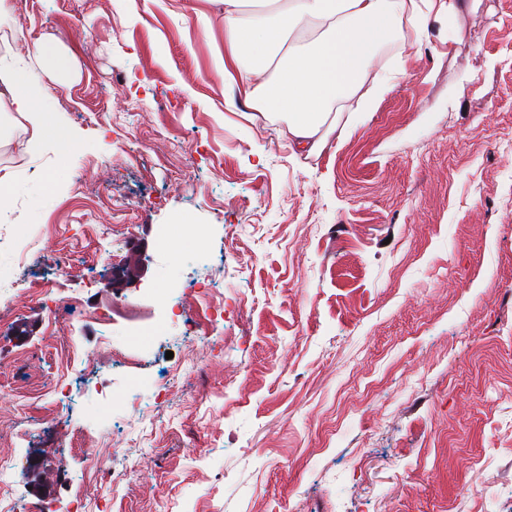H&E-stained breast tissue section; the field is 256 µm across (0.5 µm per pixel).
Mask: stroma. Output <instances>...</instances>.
<instances>
[{
    "mask_svg": "<svg viewBox=\"0 0 512 512\" xmlns=\"http://www.w3.org/2000/svg\"><path fill=\"white\" fill-rule=\"evenodd\" d=\"M455 2L402 24L420 52L377 49L367 78L388 92L309 156L284 121L227 110L217 0H5L40 97L0 119V312L45 323L101 289L94 256L127 257L83 207L147 237L135 314L43 326L21 350L0 331L19 460L78 475L75 433L116 434L135 474L96 477L83 512H512V0ZM202 282L225 311L198 339L200 300L171 317L153 297ZM133 320L156 326L149 347Z\"/></svg>",
    "mask_w": 512,
    "mask_h": 512,
    "instance_id": "35a3bbf8",
    "label": "stroma"
}]
</instances>
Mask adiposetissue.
I'll list each match as a JSON object with an SVG mask.
<instances>
[{"mask_svg": "<svg viewBox=\"0 0 512 512\" xmlns=\"http://www.w3.org/2000/svg\"><path fill=\"white\" fill-rule=\"evenodd\" d=\"M433 0H224V51L214 62L232 90L233 112L281 117L289 142L317 154L345 112L386 93L366 85L375 48L423 15ZM37 93L0 62V112L31 118Z\"/></svg>", "mask_w": 512, "mask_h": 512, "instance_id": "1", "label": "adipose tissue"}]
</instances>
